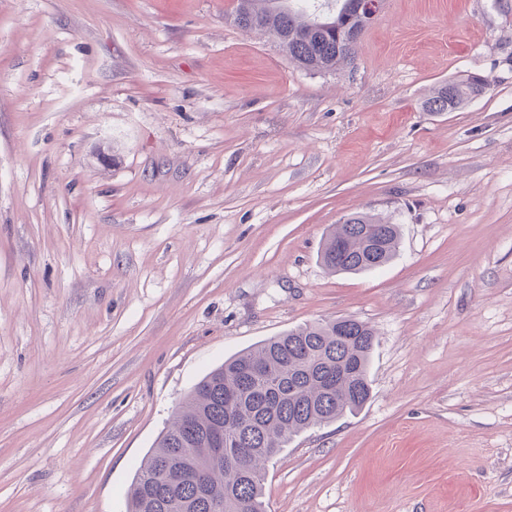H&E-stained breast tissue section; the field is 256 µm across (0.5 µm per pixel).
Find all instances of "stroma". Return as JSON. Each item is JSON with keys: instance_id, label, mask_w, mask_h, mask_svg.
<instances>
[{"instance_id": "obj_1", "label": "stroma", "mask_w": 512, "mask_h": 512, "mask_svg": "<svg viewBox=\"0 0 512 512\" xmlns=\"http://www.w3.org/2000/svg\"><path fill=\"white\" fill-rule=\"evenodd\" d=\"M234 6L0 0V512H126L195 383L338 316L370 398L291 437L267 512H512V0H385L325 76ZM355 212L398 253L329 274ZM491 85L492 80L488 76L477 74L467 75L461 80H448L431 91L423 102V109L428 112L456 111L481 96L485 87L490 89Z\"/></svg>"}]
</instances>
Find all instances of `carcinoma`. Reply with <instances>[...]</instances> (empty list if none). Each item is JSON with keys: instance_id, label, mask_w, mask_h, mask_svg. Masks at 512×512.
I'll return each mask as SVG.
<instances>
[{"instance_id": "carcinoma-1", "label": "carcinoma", "mask_w": 512, "mask_h": 512, "mask_svg": "<svg viewBox=\"0 0 512 512\" xmlns=\"http://www.w3.org/2000/svg\"><path fill=\"white\" fill-rule=\"evenodd\" d=\"M349 0H237L234 23L276 39L303 70L351 66L371 21ZM492 85L469 75L435 87L428 112H453ZM399 225L356 212L326 235L320 260L331 273L384 266L397 253ZM373 328L352 317L314 322L271 337L211 370L186 397L172 424L136 469L130 512H265V466L295 434L360 409L370 397Z\"/></svg>"}]
</instances>
